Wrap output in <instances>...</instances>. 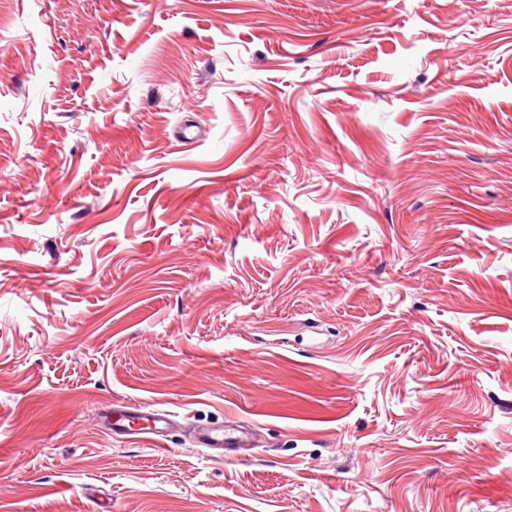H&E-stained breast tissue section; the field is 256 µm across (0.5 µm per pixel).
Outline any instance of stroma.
Here are the masks:
<instances>
[{
  "label": "stroma",
  "mask_w": 512,
  "mask_h": 512,
  "mask_svg": "<svg viewBox=\"0 0 512 512\" xmlns=\"http://www.w3.org/2000/svg\"><path fill=\"white\" fill-rule=\"evenodd\" d=\"M0 512H512V0H0ZM143 409L148 408H131L112 423L109 420L110 414H103L102 418H106L108 424L112 425V433L117 436L134 434L129 432L150 435L149 439H156L154 436H164L172 426L171 421L154 409L148 411ZM239 419L227 420L224 426L212 425L193 431L198 446L203 448H256V436Z\"/></svg>",
  "instance_id": "1"
}]
</instances>
